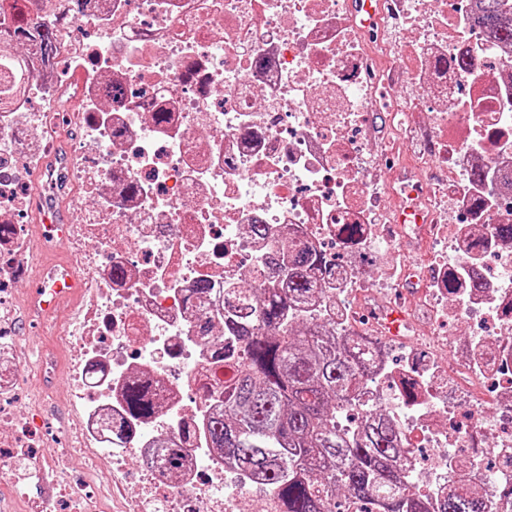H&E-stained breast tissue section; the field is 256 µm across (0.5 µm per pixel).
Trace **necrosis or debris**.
Returning a JSON list of instances; mask_svg holds the SVG:
<instances>
[{"mask_svg": "<svg viewBox=\"0 0 512 512\" xmlns=\"http://www.w3.org/2000/svg\"><path fill=\"white\" fill-rule=\"evenodd\" d=\"M476 2L0 0L1 31L49 18L59 40L47 61L25 44L31 93L0 113V467L36 490L31 512H102L108 498L121 512H252L255 488L206 431L233 339L222 319L206 337L197 324L241 276L263 287L289 233L333 258L325 321L384 341L357 406L397 422L414 491L442 500L464 464L493 512H512V244L491 232L512 223V42L475 23ZM420 126L425 150L380 169ZM427 231L429 267L395 261ZM55 247L67 259L43 276L33 259ZM50 278L70 300L48 306ZM21 320L48 326L67 360L83 472L58 450L32 462L31 417L12 405ZM457 324L466 338L449 342ZM135 382L150 418L127 412ZM165 441L183 450L175 477Z\"/></svg>", "mask_w": 512, "mask_h": 512, "instance_id": "1", "label": "necrosis or debris"}]
</instances>
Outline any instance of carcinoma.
<instances>
[{"mask_svg": "<svg viewBox=\"0 0 512 512\" xmlns=\"http://www.w3.org/2000/svg\"><path fill=\"white\" fill-rule=\"evenodd\" d=\"M481 20L494 32L503 21L501 0H480ZM39 51H58L50 24L39 35ZM30 85L28 61L14 37L0 31V112L10 109ZM327 257L311 244L289 241L266 287L241 280L238 300L222 316L242 346L222 355L233 370L224 382V418L209 422L213 446L248 479L271 490L280 512H336V498L355 499L370 512H491L485 493L452 492L436 504L416 496L404 475L409 450L381 411L361 417L356 431L339 426L353 407L365 366L349 341L318 323L312 305L325 295L316 272ZM130 415L148 417L153 401L131 384L125 394Z\"/></svg>", "mask_w": 512, "mask_h": 512, "instance_id": "obj_1", "label": "carcinoma"}]
</instances>
